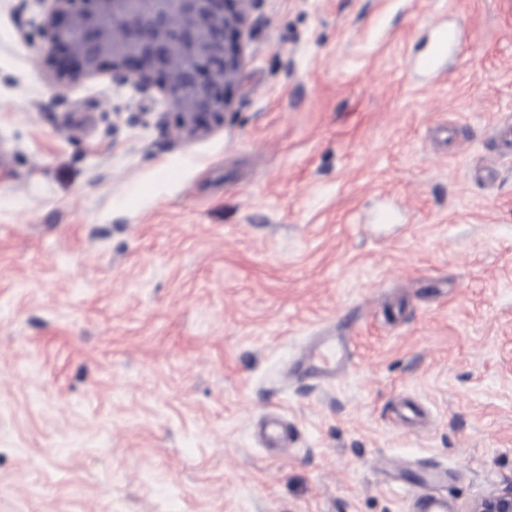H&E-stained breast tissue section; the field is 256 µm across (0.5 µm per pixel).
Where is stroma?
Listing matches in <instances>:
<instances>
[{"label": "stroma", "mask_w": 512, "mask_h": 512, "mask_svg": "<svg viewBox=\"0 0 512 512\" xmlns=\"http://www.w3.org/2000/svg\"><path fill=\"white\" fill-rule=\"evenodd\" d=\"M41 13L0 0V512H467L512 482V0H262L192 139L159 91L49 81ZM440 22L468 38L433 77ZM346 317L350 370L289 380Z\"/></svg>", "instance_id": "obj_1"}]
</instances>
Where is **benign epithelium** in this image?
Segmentation results:
<instances>
[{
  "mask_svg": "<svg viewBox=\"0 0 512 512\" xmlns=\"http://www.w3.org/2000/svg\"><path fill=\"white\" fill-rule=\"evenodd\" d=\"M43 66L57 85L110 70L112 82L157 88L179 114L176 133L224 122L241 44L261 0H37ZM467 512H512V483Z\"/></svg>",
  "mask_w": 512,
  "mask_h": 512,
  "instance_id": "obj_1",
  "label": "benign epithelium"
}]
</instances>
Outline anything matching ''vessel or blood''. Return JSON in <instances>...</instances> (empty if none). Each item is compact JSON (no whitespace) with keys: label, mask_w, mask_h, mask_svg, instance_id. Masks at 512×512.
<instances>
[{"label":"vessel or blood","mask_w":512,"mask_h":512,"mask_svg":"<svg viewBox=\"0 0 512 512\" xmlns=\"http://www.w3.org/2000/svg\"><path fill=\"white\" fill-rule=\"evenodd\" d=\"M461 46V37L456 28L440 27L429 55L422 61L423 67L429 70L439 69L449 50ZM351 356L352 350L345 336H323L291 364L288 374L292 377H313L324 382L331 381L349 369Z\"/></svg>","instance_id":"b4317fda"}]
</instances>
